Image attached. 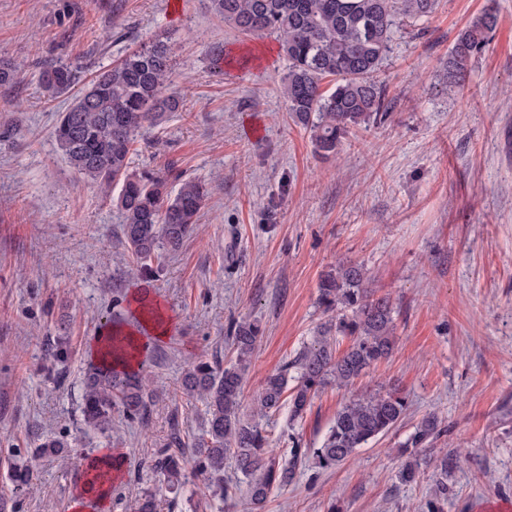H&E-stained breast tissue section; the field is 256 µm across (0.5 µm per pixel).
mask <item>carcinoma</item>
<instances>
[{"label": "carcinoma", "mask_w": 512, "mask_h": 512, "mask_svg": "<svg viewBox=\"0 0 512 512\" xmlns=\"http://www.w3.org/2000/svg\"><path fill=\"white\" fill-rule=\"evenodd\" d=\"M435 4L436 0H211L215 13L240 33L276 36L288 60L282 93L289 118L311 132L315 149L324 155L336 153L352 131L388 118L384 90L374 76L397 24L429 16ZM497 23V13L488 7L459 33L446 63L449 82L459 79L489 44ZM170 72L166 41L157 39L136 48L96 74L61 113L54 130L59 150L76 172L101 186L119 188L120 235L132 260L145 272L162 253L179 251L208 195L204 184L183 178L171 166L165 173L131 166V153L143 129L183 107L184 94L172 86ZM327 79L333 81L329 90L323 87ZM78 82V71L67 62L41 66L39 86L48 98L68 92ZM319 305L330 318L293 360L265 376L254 399L256 414L250 418L241 416V393L258 325L230 326L227 339L235 350L234 361L226 364L217 356L201 355L184 373L181 397L203 402L206 424L200 433L187 436L178 422H172L166 443L152 453L149 467L173 494L169 506H178L182 497L194 508L208 497L226 504L234 501L238 485L224 479V461L229 460L248 480L250 512H265L273 489L288 486L300 469L310 463L321 470L340 467L404 419L408 401L396 389L353 396L336 412L320 447L304 448L301 439L291 434L288 457L279 454L264 419L284 407L289 422L303 418L321 389L348 388L371 366L387 359L395 346L390 298L376 295L368 286L362 266H340L321 279ZM340 336L350 339L342 353L336 351ZM154 397L141 369L90 365L83 377L80 423L102 435L112 431L116 413L143 423ZM444 432L435 414L417 423L403 444L409 460L399 471L401 482L417 479L423 452ZM67 448L68 442L49 438L36 451L61 456ZM189 459L194 464L191 473L184 467ZM439 466L438 494L426 502L424 512H444L448 501L445 480L453 455L444 454ZM33 477L28 468L13 469V490H22ZM158 507L156 494L146 490L133 510L158 512Z\"/></svg>", "instance_id": "carcinoma-1"}]
</instances>
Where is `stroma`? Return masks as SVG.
<instances>
[{
	"label": "stroma",
	"mask_w": 512,
	"mask_h": 512,
	"mask_svg": "<svg viewBox=\"0 0 512 512\" xmlns=\"http://www.w3.org/2000/svg\"><path fill=\"white\" fill-rule=\"evenodd\" d=\"M491 3L493 39L449 85L444 64L458 33ZM158 35L171 48L172 82L190 97L140 138L132 166H175L208 182L210 195L183 248L152 261L145 278L116 236L115 194L57 148L71 94L44 97L37 77L59 58L90 80ZM220 53L228 61L213 67ZM0 59L19 66L14 84L0 85V512H69L103 448L125 458L107 512H129L158 487L140 463L171 421L189 435L202 427V404L178 397L192 355L233 359L228 324L258 321L241 399L250 412L262 378L327 321L322 276L350 263L390 297L396 347L351 390L326 388L303 419L289 423L283 411L268 429L293 428L319 447L348 393L382 387L406 395L407 415L349 463L302 469L265 512H421L447 451L456 464L444 512L512 504V0H438L428 18L402 22L376 75L389 118L329 158L286 111L277 41L238 33L210 0H0ZM136 290L171 320L169 337L145 353L157 393L149 422L118 419L108 435H84L88 345L107 320L128 316ZM61 336L71 357L50 363L44 349ZM430 413L448 434L417 482L402 483L400 445ZM47 436L71 453L30 458ZM27 464L36 477L13 492L9 470Z\"/></svg>",
	"instance_id": "stroma-1"
}]
</instances>
